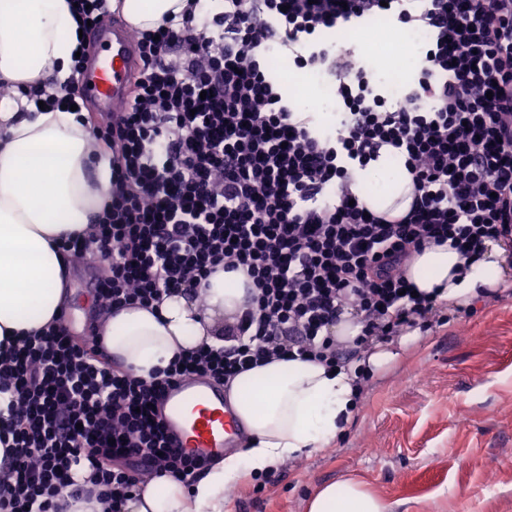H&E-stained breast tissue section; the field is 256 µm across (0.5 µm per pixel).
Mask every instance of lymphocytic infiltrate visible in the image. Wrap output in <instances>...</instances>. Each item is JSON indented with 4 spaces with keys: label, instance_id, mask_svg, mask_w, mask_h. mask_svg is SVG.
Instances as JSON below:
<instances>
[{
    "label": "lymphocytic infiltrate",
    "instance_id": "1",
    "mask_svg": "<svg viewBox=\"0 0 512 512\" xmlns=\"http://www.w3.org/2000/svg\"><path fill=\"white\" fill-rule=\"evenodd\" d=\"M202 0L179 20L137 30L142 67L127 111L97 128L112 150V192L94 234L63 251L94 256L102 313L194 292L217 271H245L252 292L224 344L179 357L152 381L112 362L96 331L65 325L21 339L0 362L12 389L14 450L0 462V512H69L127 497L168 474L192 485L209 461L170 443L157 407L175 383L229 385L242 370L303 357L354 374L370 344L449 318L409 292L406 263L430 243L473 258L512 242V0ZM394 11L431 33L420 77L397 104L374 93L351 51L316 35ZM334 77L344 110L326 133L294 117L264 58ZM401 150L413 201L401 217L366 213L354 168ZM360 330L340 343L342 314ZM92 483L76 480L78 466Z\"/></svg>",
    "mask_w": 512,
    "mask_h": 512
}]
</instances>
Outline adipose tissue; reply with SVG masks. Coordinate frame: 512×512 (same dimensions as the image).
<instances>
[{
	"label": "adipose tissue",
	"instance_id": "obj_1",
	"mask_svg": "<svg viewBox=\"0 0 512 512\" xmlns=\"http://www.w3.org/2000/svg\"><path fill=\"white\" fill-rule=\"evenodd\" d=\"M71 0H0V81L16 86L0 100V343L38 334L58 323L67 308L72 262L59 249L70 233L91 234L94 217L112 190V154L93 150L84 110H38L27 89L58 99L82 44ZM188 0H110L134 27L154 29ZM398 149L382 148L376 161L356 171L351 185L375 214H405L411 177ZM408 280L437 303H472L478 289L512 281V246L486 242L478 258L465 260L449 245L413 253ZM248 278L218 272L206 287V309L189 295L164 297L153 307L131 305L106 315L100 344L135 377L149 381L177 356L204 345L220 346L217 317L243 303ZM352 375L308 359L274 360L238 374L228 400L247 440L242 451L210 466L184 486L164 475L142 484L125 512H224L225 487L243 473H262L281 460L337 441L356 411ZM306 512H389L355 476L323 484Z\"/></svg>",
	"mask_w": 512,
	"mask_h": 512
}]
</instances>
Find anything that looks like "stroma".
Here are the masks:
<instances>
[{"label": "stroma", "instance_id": "obj_1", "mask_svg": "<svg viewBox=\"0 0 512 512\" xmlns=\"http://www.w3.org/2000/svg\"><path fill=\"white\" fill-rule=\"evenodd\" d=\"M353 47L375 93L395 102L372 47L354 31H323ZM98 269L74 265L68 320L75 340L99 317ZM421 333L392 370L372 373L351 424L329 447L289 459L261 495L240 477L224 491V512H305L327 482L355 475L391 512H512V287Z\"/></svg>", "mask_w": 512, "mask_h": 512}]
</instances>
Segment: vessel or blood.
I'll use <instances>...</instances> for the list:
<instances>
[{
	"mask_svg": "<svg viewBox=\"0 0 512 512\" xmlns=\"http://www.w3.org/2000/svg\"><path fill=\"white\" fill-rule=\"evenodd\" d=\"M91 35L101 47L78 77V89L101 115L123 111L129 99V79L139 66L129 27L104 18ZM200 381L188 378L171 388L164 414L176 447L186 453L214 457L235 446L238 423L223 393H201Z\"/></svg>",
	"mask_w": 512,
	"mask_h": 512,
	"instance_id": "1",
	"label": "vessel or blood"
}]
</instances>
